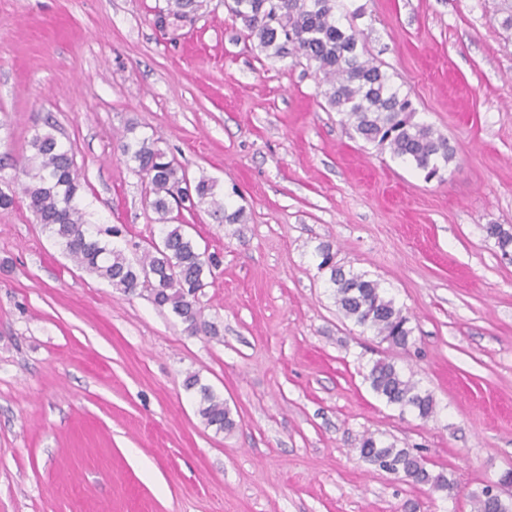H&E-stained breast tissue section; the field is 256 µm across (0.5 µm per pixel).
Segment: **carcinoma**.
Returning <instances> with one entry per match:
<instances>
[{"instance_id":"1","label":"carcinoma","mask_w":512,"mask_h":512,"mask_svg":"<svg viewBox=\"0 0 512 512\" xmlns=\"http://www.w3.org/2000/svg\"><path fill=\"white\" fill-rule=\"evenodd\" d=\"M203 7V0H168V15L187 17ZM232 14L249 35L259 40L268 56L284 59L303 58L323 75V95L329 106L346 117L355 134L367 143L389 148L393 156L409 161L431 180L438 176L440 163L453 158L448 141L429 125L414 121L416 109L408 96L391 83L381 66L364 57L359 34L342 27L336 18L335 0H234ZM31 154L21 168L26 181L21 192L38 223L80 266L107 281L112 288L133 294L140 287L150 290L151 299L160 308L169 309L191 335L214 334L213 326L201 320L198 293L206 287V275L217 266L215 259L200 252L183 230L172 223L170 200L189 203L195 208L206 205L219 222L239 224L243 211H226L218 197L216 183L201 177L192 183L174 159L148 138L121 144V150L134 163V172L142 176L153 196L151 206L159 215L162 247L144 252L132 263L123 250L102 240L101 235H117L114 228L98 229L88 219L79 194L80 183L73 155L45 132L30 141ZM487 236L495 239L502 255L512 252V232L500 224L486 226ZM318 268L330 271L336 306L344 317L373 331L381 341L405 350L412 340L410 319L388 297L380 283L365 273L344 271L336 262L329 243L317 248ZM365 379L372 391L389 405L410 409L422 419L436 412V402L421 390L412 377L405 375L394 361L383 358L373 362ZM200 388L198 413L218 432L234 428V420L224 401L199 379H185L188 390ZM360 457L373 465L391 463L395 474L415 484L428 485L441 492L454 489L442 473L435 474L424 459L406 448L385 443L372 434L360 440ZM477 512H508L506 505L483 488L474 495Z\"/></svg>"}]
</instances>
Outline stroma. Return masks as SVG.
Returning a JSON list of instances; mask_svg holds the SVG:
<instances>
[{
    "instance_id": "stroma-1",
    "label": "stroma",
    "mask_w": 512,
    "mask_h": 512,
    "mask_svg": "<svg viewBox=\"0 0 512 512\" xmlns=\"http://www.w3.org/2000/svg\"><path fill=\"white\" fill-rule=\"evenodd\" d=\"M206 0H0V512H475L512 470V29L501 0H336L343 26L448 140L425 180L363 142L305 59L274 60ZM70 150L94 221L138 260L159 240L119 145L155 139L240 224L173 208L218 265L190 335L63 252L20 189L33 136ZM410 319L403 351L339 312L316 249ZM388 357L436 402L423 420L365 376ZM195 375L235 422L216 432ZM415 448L454 495L369 465L363 435Z\"/></svg>"
}]
</instances>
